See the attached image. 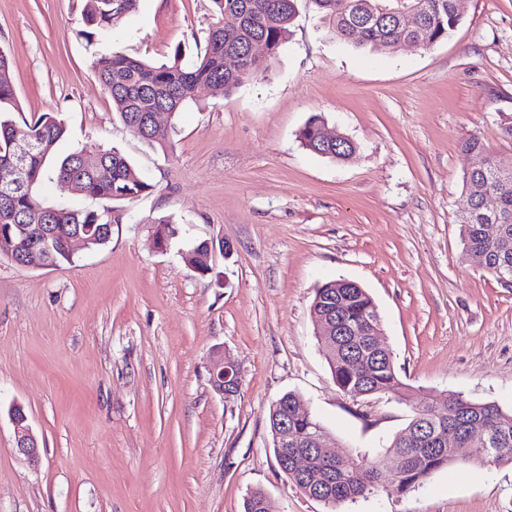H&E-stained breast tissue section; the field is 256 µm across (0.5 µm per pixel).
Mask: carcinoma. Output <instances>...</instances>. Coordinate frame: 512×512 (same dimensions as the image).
<instances>
[{
	"label": "carcinoma",
	"mask_w": 512,
	"mask_h": 512,
	"mask_svg": "<svg viewBox=\"0 0 512 512\" xmlns=\"http://www.w3.org/2000/svg\"><path fill=\"white\" fill-rule=\"evenodd\" d=\"M123 8L114 0H87L84 22L90 38L109 39L112 29L136 7V0H122ZM221 19L212 27L205 52L191 67H184L180 55L161 64H151L120 50L111 49L95 57L94 67L112 100V106L123 124L148 144L161 148L170 142L174 124L167 126L140 125L141 119L161 107L169 119L183 107L197 100L196 91L204 87L215 95H227L244 83L265 74L268 60L274 57L290 34L296 16L298 0H212ZM380 0H312L324 13L334 36L357 47L394 51L404 41L417 39L429 48L445 39L461 22L457 0H407L419 13L418 28L409 30L398 19L383 16L373 8ZM231 13L239 18L237 28H224L222 16ZM254 38L265 40L268 54L264 57L242 59ZM322 117L313 115L300 131L303 145L322 157L346 161L356 151L349 143L341 148L325 144ZM66 136V126L57 116L42 114L31 123L18 124L0 111V159L7 157L8 146L17 139L33 138L39 148L28 161L27 184L24 190L0 205V228L14 223L13 217L26 219L30 224H60L66 231L80 230L89 240V248L106 244L112 236V221H102L95 211L44 205L40 189L46 175L45 164L53 157L57 144ZM466 153L486 154L487 164L481 171L464 173L463 183L468 196V217H460L464 243L485 256V271L505 288H512V156L487 153L485 143L476 136L462 142ZM93 159L106 164L111 180L101 182L85 170L76 177L77 193L91 198L130 199L148 195L153 185L145 181L134 165L121 152L103 150L93 156L80 151L63 157L56 165L59 180L72 177L82 160ZM496 194L509 222L499 225L494 238L481 229L476 213L477 202L485 192ZM209 248L203 240L193 247L188 261L203 273L210 270ZM46 258L60 266L71 262L62 237L50 243V251L35 250L33 260ZM311 312L327 318L329 324L347 322L364 327L381 326V317L365 288L350 284L346 279L330 280L315 289ZM332 378L344 394L362 391L367 396L408 394L399 379L392 353L383 347L371 348L359 338L332 333L320 336ZM299 395L288 392L270 408L269 425L272 441H277L280 425H288V453L310 459V477L295 486L310 493L318 501L340 512L339 507L369 494L396 489L404 494L423 485L436 470L449 464L468 465L474 462L512 463V409L505 410L493 402L478 403L464 395L451 392L444 409L433 410L419 401L415 414L383 447V457H373L362 463L351 457L333 463L330 457L312 447L315 435L324 430L310 412L298 413L295 406ZM480 421L491 430L489 450L482 454L473 451L470 425ZM453 428L459 435L458 446L450 451L437 446L441 434ZM396 454H418L419 463L407 469L398 479L384 480L383 459Z\"/></svg>",
	"instance_id": "carcinoma-1"
}]
</instances>
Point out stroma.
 Here are the masks:
<instances>
[{
  "label": "stroma",
  "mask_w": 512,
  "mask_h": 512,
  "mask_svg": "<svg viewBox=\"0 0 512 512\" xmlns=\"http://www.w3.org/2000/svg\"><path fill=\"white\" fill-rule=\"evenodd\" d=\"M84 5L0 0L12 117L58 116V156L116 148L155 189L92 199L47 175L42 199L101 213L111 239L56 269L0 257V512H244L255 489L271 512H328L279 470L272 404L299 394L359 460L414 407L336 387L311 303L337 278L368 290L381 344L429 405L460 392L512 408V288L484 273L459 224L463 175L482 162L462 141L477 135L512 155V0H462L447 40L391 53L334 39L299 0L267 77L225 98L201 92L165 150L113 112ZM216 21L212 0H137L112 44L188 64ZM313 115L356 144L350 160L302 145ZM160 219L178 229L163 251ZM201 240L215 245L204 275L184 259ZM219 354L241 378L230 397L209 382ZM16 404L43 449L39 467L15 448ZM343 512H512V464L450 465L406 495Z\"/></svg>",
  "instance_id": "obj_1"
}]
</instances>
